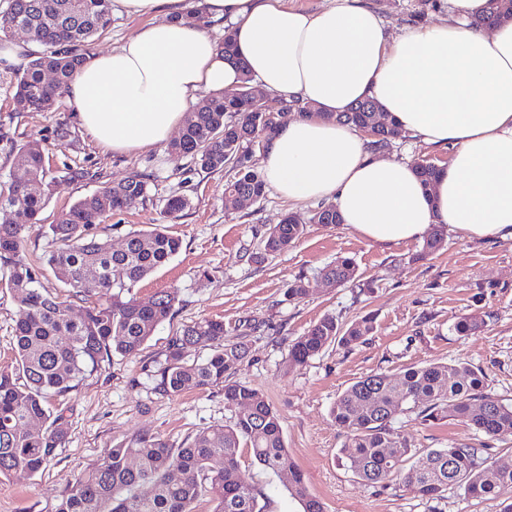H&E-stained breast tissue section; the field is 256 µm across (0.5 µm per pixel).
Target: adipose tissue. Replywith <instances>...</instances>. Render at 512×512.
<instances>
[{
    "label": "adipose tissue",
    "mask_w": 512,
    "mask_h": 512,
    "mask_svg": "<svg viewBox=\"0 0 512 512\" xmlns=\"http://www.w3.org/2000/svg\"><path fill=\"white\" fill-rule=\"evenodd\" d=\"M440 22L390 34L367 0L307 10L288 0H205L250 74L269 91L313 106L267 147L263 179L294 202L327 200L345 227L396 245L431 225L512 240V20L473 27L488 0H448ZM145 19L133 36L87 62L64 100L100 146L129 154L165 142L200 90H232L241 73L186 0H110ZM372 100L397 126L452 155L424 191L411 164L378 159L355 129L332 121Z\"/></svg>",
    "instance_id": "1"
}]
</instances>
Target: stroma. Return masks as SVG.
Returning <instances> with one entry per match:
<instances>
[{
	"instance_id": "1",
	"label": "stroma",
	"mask_w": 512,
	"mask_h": 512,
	"mask_svg": "<svg viewBox=\"0 0 512 512\" xmlns=\"http://www.w3.org/2000/svg\"><path fill=\"white\" fill-rule=\"evenodd\" d=\"M370 2L394 31L436 22L446 9L444 0ZM18 73L15 67L0 70V182L22 177L14 164L17 148L40 142L48 152L52 182L41 218L53 224L79 199L141 174L148 182L146 202L107 215L96 226L98 238L118 249L128 232L162 224L180 239L181 248L133 290L138 301L147 303L160 291L177 289L172 317L138 354L112 356L75 390L52 400V408L63 410L68 419V438L39 473L0 479V512H53L74 475L132 436L149 434L178 444L203 427L230 419L220 389L192 388L170 397L156 393L148 376L163 364L171 336L202 317L223 320L231 331L246 323L257 325V332L245 338L249 353L232 378L258 389L274 406L288 452L324 512H500L499 500L473 498L457 486L427 501L396 479L362 481L341 452L345 434L330 408L360 377L457 361L482 372L488 393L512 402V241L450 232L440 250L424 257L419 240L384 246L340 224H313L288 251L254 261L269 225L290 212L308 215L317 202L291 203L270 189L259 202L242 207L224 194L225 185L237 177L235 167L204 172L190 159L171 156L164 144L112 153L91 139L66 104L47 112L22 111L13 99ZM377 155L443 166L451 151L404 133ZM74 170L81 171V178H71ZM174 194L190 201L175 217L164 211L165 199ZM340 257L354 260L357 278L327 284L319 271ZM299 278L308 294L286 300L285 289ZM327 314L345 326L371 315L374 329L358 345H332L305 366L287 365L289 344ZM22 316L10 292L0 288V369L15 364L12 335ZM464 317L481 320L479 331L457 333L455 324ZM392 428L415 450L466 443L484 449L491 461L512 466V440L488 438L451 417L424 424L411 412ZM241 467L263 512H302L286 489V478L247 457Z\"/></svg>"
}]
</instances>
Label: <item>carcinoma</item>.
Returning <instances> with one entry per match:
<instances>
[{
	"label": "carcinoma",
	"mask_w": 512,
	"mask_h": 512,
	"mask_svg": "<svg viewBox=\"0 0 512 512\" xmlns=\"http://www.w3.org/2000/svg\"><path fill=\"white\" fill-rule=\"evenodd\" d=\"M505 16H512V0H489L475 24L491 27ZM111 23L110 0H7L6 9L0 10V33L8 37L13 27L22 26L36 46L17 75L16 103L31 112L54 108L88 60L90 39ZM222 49L224 59L241 71V96L226 100L219 92L203 99L170 151L206 170L229 164L239 168V177L225 185V192L253 205L263 198L265 182L245 165L251 144L260 137L270 140L290 115L304 116L307 110L295 100L284 102L276 112L269 110L270 91L250 75L231 37L224 38ZM336 122L376 131L373 145L378 149L401 134L371 100L336 114ZM14 161L34 187L16 181L0 187V212L16 208L26 218L24 224H0V260L6 264L0 287L8 289L25 312L14 328L16 366L11 372L0 371V478L38 473L65 443L68 420L64 412L50 407V397L75 389L114 354H138L171 315L177 291H164L145 305L134 298L132 288L181 248L180 240L162 224L128 232L122 250L112 249L92 233L106 214L130 209L147 198L148 183L142 175L110 183L74 203L57 223L43 224L40 215L49 201L45 149L27 142L17 149ZM415 171L427 189L440 168L417 164ZM340 223L332 204L319 207L305 220L289 213L269 227L259 258L287 251L309 224ZM34 228L47 239L45 267L67 288L65 299L45 290L43 269L27 258L26 238ZM443 243L441 226L424 242L419 257ZM356 273L354 261L345 257L324 267L320 275L329 284L343 285L354 281ZM76 304L84 311L78 320L70 316ZM373 329L371 316L347 327L324 316L288 345L286 361L304 366L326 347H350ZM192 345L209 349L207 358L186 362L185 349ZM246 355L242 336L229 335L222 320L200 318L171 337L165 363L151 374L154 389L176 396L188 388L217 387L224 392V405L236 410L235 416L198 430L178 446L139 434L108 449L94 467L74 478L54 512H196V502L204 495L213 504L211 512H262L255 487L241 474L245 453L262 469L288 475L286 488L302 502L303 512H324L288 454L272 404L258 390L229 378ZM415 408L424 422L451 415L489 438L512 437V403L485 392L483 375L468 363H426L409 367L398 377L374 373L347 387L330 409L346 435L343 453L351 471L371 484L398 478L408 491L428 500L458 485L471 497L501 499L502 512H512V467L488 461L484 449L469 444L414 452L391 430L398 416ZM216 460L223 466L213 467ZM147 484L151 493L143 495L140 489Z\"/></svg>",
	"instance_id": "carcinoma-1"
}]
</instances>
